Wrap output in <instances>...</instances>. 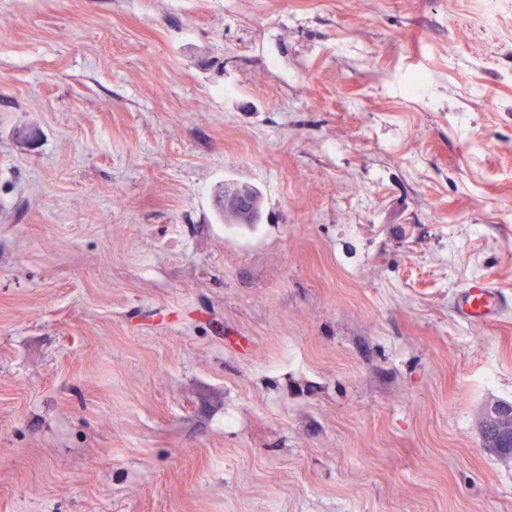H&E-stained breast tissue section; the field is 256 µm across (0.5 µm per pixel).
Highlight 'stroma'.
<instances>
[{
	"instance_id": "35a3bbf8",
	"label": "stroma",
	"mask_w": 512,
	"mask_h": 512,
	"mask_svg": "<svg viewBox=\"0 0 512 512\" xmlns=\"http://www.w3.org/2000/svg\"><path fill=\"white\" fill-rule=\"evenodd\" d=\"M494 13L0 0V512H512ZM501 298L496 290L482 279H473L457 304L458 312L471 322H481L490 317Z\"/></svg>"
}]
</instances>
